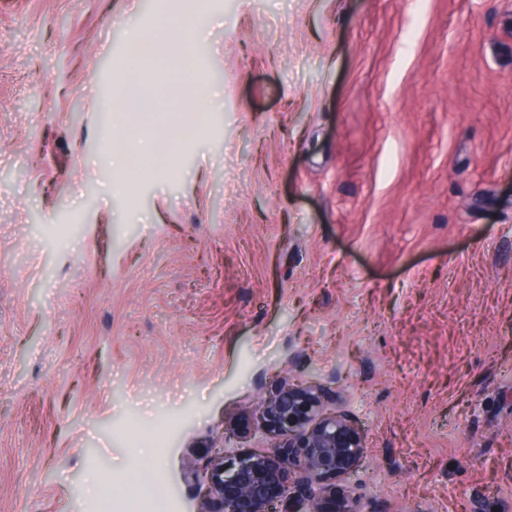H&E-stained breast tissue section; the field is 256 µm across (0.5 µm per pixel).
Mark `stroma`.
<instances>
[{
    "label": "stroma",
    "instance_id": "35a3bbf8",
    "mask_svg": "<svg viewBox=\"0 0 512 512\" xmlns=\"http://www.w3.org/2000/svg\"><path fill=\"white\" fill-rule=\"evenodd\" d=\"M197 13L174 168L107 166L128 31ZM289 377L356 512H512V0H0V512H195ZM123 512H167L168 502L152 471H142L129 483Z\"/></svg>",
    "mask_w": 512,
    "mask_h": 512
}]
</instances>
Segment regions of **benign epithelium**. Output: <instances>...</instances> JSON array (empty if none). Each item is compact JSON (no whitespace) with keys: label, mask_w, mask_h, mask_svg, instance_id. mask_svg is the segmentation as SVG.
I'll use <instances>...</instances> for the list:
<instances>
[{"label":"benign epithelium","mask_w":512,"mask_h":512,"mask_svg":"<svg viewBox=\"0 0 512 512\" xmlns=\"http://www.w3.org/2000/svg\"><path fill=\"white\" fill-rule=\"evenodd\" d=\"M258 417L277 440L273 449L233 458L221 451L189 464L200 499L196 512H356L344 500L329 510L325 497L295 494L283 478L285 468L296 467L310 488L346 472L362 448L346 419L320 412L314 389L287 381L258 407Z\"/></svg>","instance_id":"benign-epithelium-1"}]
</instances>
